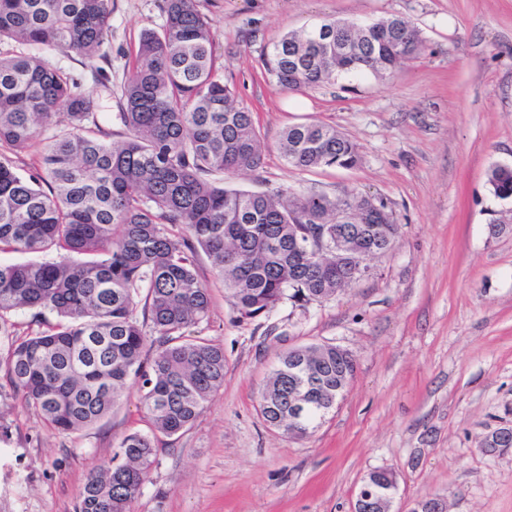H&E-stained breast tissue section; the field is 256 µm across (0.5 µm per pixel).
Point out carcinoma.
Here are the masks:
<instances>
[{"label": "carcinoma", "mask_w": 512, "mask_h": 512, "mask_svg": "<svg viewBox=\"0 0 512 512\" xmlns=\"http://www.w3.org/2000/svg\"><path fill=\"white\" fill-rule=\"evenodd\" d=\"M113 0H0V44L43 45L72 53L99 74L111 35ZM160 29L141 30L135 63L121 87L120 141L96 120V102L81 79L33 55L0 51V147L19 154L43 145L27 175L0 157V252L61 254L55 262L0 264V372L27 409L51 431L74 435L100 422L138 387L152 434L176 435L224 386V349L185 330L206 319L208 288L194 251L208 255L242 318L272 311L285 299L301 306L336 296L352 283L336 275V256L313 262L289 243L336 224V209L354 211L357 251L392 247L399 224L387 206L359 192L298 194L290 188L244 191L216 182L261 168L264 154L253 112L214 64L211 24L197 0H164ZM284 34L262 64L280 87L301 91L344 76H391L422 48L418 30L400 17L360 27L333 19ZM280 151L302 171L351 169L357 144L336 128H286ZM494 197L512 199V166L487 174ZM120 236L114 237L115 230ZM57 316L47 329L20 336L6 315ZM155 348L147 360V346ZM307 424L345 389L356 360L334 344L285 352L260 392L270 427L288 429V395L305 375ZM151 434L125 435L115 462L91 470L75 512H131L154 463Z\"/></svg>", "instance_id": "1"}]
</instances>
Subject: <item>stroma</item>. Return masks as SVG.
<instances>
[{
	"instance_id": "35a3bbf8",
	"label": "stroma",
	"mask_w": 512,
	"mask_h": 512,
	"mask_svg": "<svg viewBox=\"0 0 512 512\" xmlns=\"http://www.w3.org/2000/svg\"><path fill=\"white\" fill-rule=\"evenodd\" d=\"M212 21L216 66L248 107L265 144L262 168L225 185L289 187L383 199L400 225L372 276L334 298L280 303L240 318L205 253L207 320L193 336L224 349V385L182 432L159 436L133 512H351L363 478L391 470L390 512L428 495L448 512H512V452L480 442L512 424V218L487 171L512 166V0H198ZM163 0H114L101 84L78 56L24 46L75 75L113 139L125 128L118 90L143 27L163 23ZM397 15L424 48L394 77H345L291 92L269 79L263 53L290 31L336 18ZM336 127L357 143L351 169L300 171L278 148L290 125ZM332 343L357 369L343 398L307 435L268 426L259 392L288 349ZM137 388L81 434H52L0 387V512H74L90 470L110 464L126 434L149 432Z\"/></svg>"
}]
</instances>
